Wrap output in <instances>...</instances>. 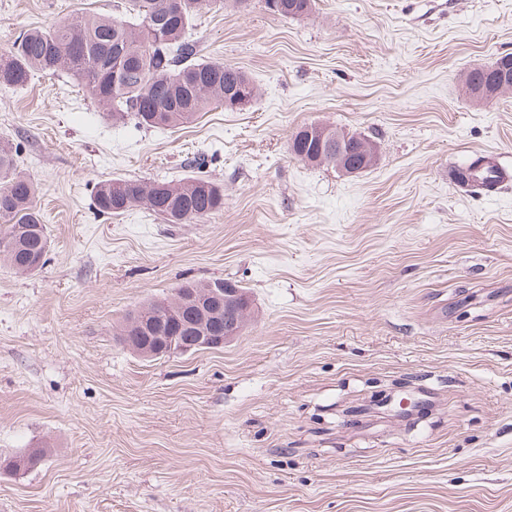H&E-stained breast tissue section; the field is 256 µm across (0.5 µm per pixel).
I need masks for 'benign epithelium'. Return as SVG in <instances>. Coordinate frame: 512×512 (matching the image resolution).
Segmentation results:
<instances>
[{
  "instance_id": "7a95c632",
  "label": "benign epithelium",
  "mask_w": 512,
  "mask_h": 512,
  "mask_svg": "<svg viewBox=\"0 0 512 512\" xmlns=\"http://www.w3.org/2000/svg\"><path fill=\"white\" fill-rule=\"evenodd\" d=\"M350 143L358 149L359 158L365 162L375 160L376 144L360 136L352 139L336 137V168L346 174L359 172L361 165L344 161L345 144ZM173 301L188 310L187 316L178 323L165 324L159 322L142 334L143 327L139 321L129 323L125 336L121 340L130 348H140L149 356L174 357L192 350H210L224 346V343L236 337L245 327L248 319V303L241 291L233 285L224 284V297L220 298L209 291L194 288H179ZM237 308L233 320L220 325L214 318L217 308ZM421 405L414 394L396 396L387 394L374 401L373 406L384 408L395 418H407Z\"/></svg>"
}]
</instances>
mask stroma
Wrapping results in <instances>:
<instances>
[{
  "label": "stroma",
  "mask_w": 512,
  "mask_h": 512,
  "mask_svg": "<svg viewBox=\"0 0 512 512\" xmlns=\"http://www.w3.org/2000/svg\"><path fill=\"white\" fill-rule=\"evenodd\" d=\"M118 0H0L20 33ZM310 16L226 0L195 18L198 56L244 70L239 109L144 128L63 74L0 88V138L38 186V272L0 265V512H512V189L455 168L512 165V93L465 71L512 54V0H316ZM371 139L346 175L289 149L302 126ZM207 159L224 207L197 224L100 214L97 182L177 181ZM252 302L224 347L146 360L129 314L189 280ZM432 406L364 412L392 391ZM505 57L501 56L488 66L473 68L464 75V87L468 97L475 102H485L495 95H489L495 83H489L497 71L504 70Z\"/></svg>",
  "instance_id": "35a3bbf8"
}]
</instances>
